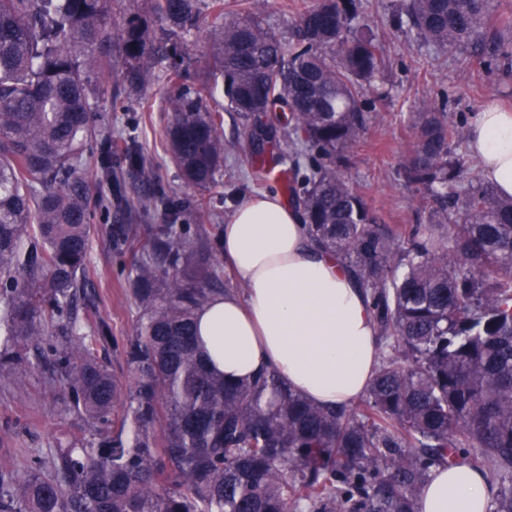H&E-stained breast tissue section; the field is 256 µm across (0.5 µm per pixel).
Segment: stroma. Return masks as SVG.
<instances>
[{
  "label": "stroma",
  "instance_id": "obj_1",
  "mask_svg": "<svg viewBox=\"0 0 512 512\" xmlns=\"http://www.w3.org/2000/svg\"><path fill=\"white\" fill-rule=\"evenodd\" d=\"M309 0H259L255 17L261 25L280 36L287 35L296 13ZM365 23L378 35L390 61L380 85L381 99L369 104L371 121L361 143L350 150L343 168L346 176L364 198L378 223L390 225L423 224L428 219L423 191L410 183L405 174L406 159L413 134L407 124L419 99L444 106L448 120L469 125L477 112L489 104L512 109V75L468 73L459 54L418 44L404 30L391 23L392 0H360ZM119 76L106 81V95L97 107L113 135L135 133L144 148L148 166L161 185L189 204L183 221L190 235L202 247L217 244L225 220L244 199L266 192L287 197L284 184L255 180L247 162L250 141L234 113L224 115V165L214 186L200 190L184 183L171 164L164 140L169 119L165 112L168 88L157 81L141 96L113 104L110 95ZM152 111H142V103ZM130 224L129 243L123 253L112 252L108 239L113 228ZM87 265L89 281L76 302L80 320H105L117 339L134 335L138 309L128 292L127 277L143 255L154 219L142 217L127 222L120 205L110 215H95ZM24 358L37 364L24 387L0 380V472H24L35 452L77 440L90 439L85 423L71 411L66 390L49 381L50 360L42 350L29 348Z\"/></svg>",
  "mask_w": 512,
  "mask_h": 512
}]
</instances>
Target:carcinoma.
Returning <instances> with one entry per match:
<instances>
[{"mask_svg": "<svg viewBox=\"0 0 512 512\" xmlns=\"http://www.w3.org/2000/svg\"><path fill=\"white\" fill-rule=\"evenodd\" d=\"M114 1L0 0V367L64 331L53 371L95 435L0 473V512H416L431 468L457 464L489 473V512H512V197L459 151L463 128L426 99L409 113V179L430 217L388 228L340 170L387 65L357 0H314L286 38L251 17L256 0H147L168 27L154 37L129 15L117 58L102 51ZM204 11L211 78L197 79L183 51ZM392 20L465 51L469 70L512 61V17L491 0H396ZM118 70L116 98L168 86L167 151L187 184L206 189L223 167L225 111L260 142L255 170L266 157L306 170L292 198L370 297L382 345L357 405H315L274 371L234 382L208 368L194 312L215 294L219 260L188 272L185 204L146 172L137 136L104 131L91 100ZM92 157L120 198L127 178L156 186L125 201L159 224L132 269L140 316L121 343L102 320L84 332L73 312L92 214L112 211L85 172ZM109 345L122 382L100 355Z\"/></svg>", "mask_w": 512, "mask_h": 512, "instance_id": "cac0c4a2", "label": "carcinoma"}]
</instances>
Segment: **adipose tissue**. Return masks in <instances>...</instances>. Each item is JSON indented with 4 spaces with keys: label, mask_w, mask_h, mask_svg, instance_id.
<instances>
[{
    "label": "adipose tissue",
    "mask_w": 512,
    "mask_h": 512,
    "mask_svg": "<svg viewBox=\"0 0 512 512\" xmlns=\"http://www.w3.org/2000/svg\"><path fill=\"white\" fill-rule=\"evenodd\" d=\"M468 146L487 181L512 197V113L478 112ZM220 249L244 289L211 296L195 312L208 366L234 381L276 371L319 406L358 400L378 366L370 299L335 255L314 246L301 214L273 193L249 198L227 218ZM492 494L481 471L439 466L416 510L488 512Z\"/></svg>",
    "instance_id": "adipose-tissue-1"
}]
</instances>
